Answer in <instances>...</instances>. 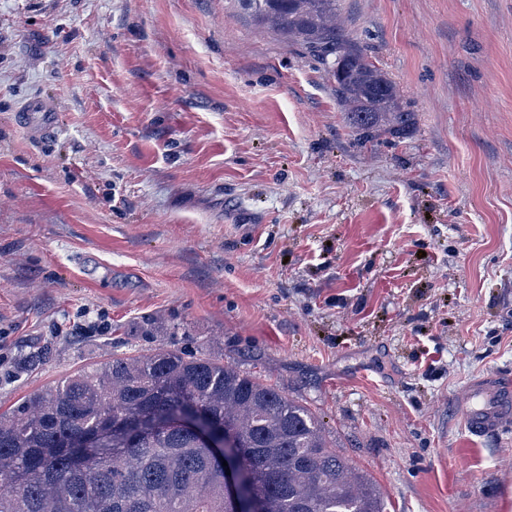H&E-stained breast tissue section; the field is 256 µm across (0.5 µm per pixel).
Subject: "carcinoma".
<instances>
[{"label": "carcinoma", "instance_id": "carcinoma-1", "mask_svg": "<svg viewBox=\"0 0 512 512\" xmlns=\"http://www.w3.org/2000/svg\"><path fill=\"white\" fill-rule=\"evenodd\" d=\"M339 0H237L317 58L362 142L416 122L343 32ZM191 407L242 453L234 502L212 450L174 422ZM385 512L375 484L306 407L234 364L159 347L77 370L0 413V512Z\"/></svg>", "mask_w": 512, "mask_h": 512}]
</instances>
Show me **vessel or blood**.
<instances>
[{
  "mask_svg": "<svg viewBox=\"0 0 512 512\" xmlns=\"http://www.w3.org/2000/svg\"><path fill=\"white\" fill-rule=\"evenodd\" d=\"M20 118L38 138L51 136L56 128L52 105L35 98L26 102ZM467 411L464 424L469 432L487 435L512 425V377L490 373L472 379L466 388Z\"/></svg>",
  "mask_w": 512,
  "mask_h": 512,
  "instance_id": "obj_1",
  "label": "vessel or blood"
}]
</instances>
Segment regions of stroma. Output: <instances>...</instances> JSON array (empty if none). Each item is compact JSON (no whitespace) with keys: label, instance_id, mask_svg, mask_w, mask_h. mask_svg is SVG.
<instances>
[{"label":"stroma","instance_id":"35a3bbf8","mask_svg":"<svg viewBox=\"0 0 512 512\" xmlns=\"http://www.w3.org/2000/svg\"><path fill=\"white\" fill-rule=\"evenodd\" d=\"M339 13L406 135L235 0H0V410L163 346L307 406L387 512H512V429L464 425L512 373V0ZM20 118L25 128L38 138L51 136L57 125L52 105L39 98L31 99L23 105ZM465 427L477 435L498 433L512 423V378L490 373L472 379L466 388Z\"/></svg>","mask_w":512,"mask_h":512}]
</instances>
